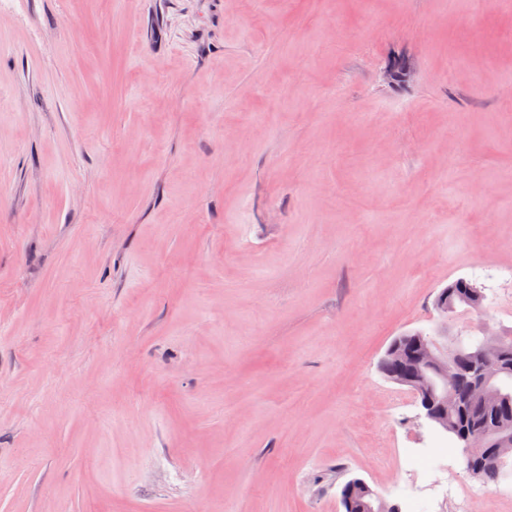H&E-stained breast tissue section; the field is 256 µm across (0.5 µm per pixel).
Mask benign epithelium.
<instances>
[{"label": "benign epithelium", "instance_id": "7a95c632", "mask_svg": "<svg viewBox=\"0 0 512 512\" xmlns=\"http://www.w3.org/2000/svg\"><path fill=\"white\" fill-rule=\"evenodd\" d=\"M482 297L475 286L469 287L462 301L451 300V290L444 288L436 296L434 307L440 318L434 334L405 332L395 337L380 360V368L393 383L407 387L419 400L420 418L433 431L451 432L462 448L465 470L474 471V462L491 457L499 462L512 461V429L499 422L461 429L450 417L467 408H484L501 398L497 387L504 358L501 333L479 328L482 347L465 371L454 364L456 352L448 347V317L457 308L470 306V300ZM468 379L469 389L459 395L458 384ZM365 496L363 512H398V507L383 499L362 479L355 481Z\"/></svg>", "mask_w": 512, "mask_h": 512}]
</instances>
